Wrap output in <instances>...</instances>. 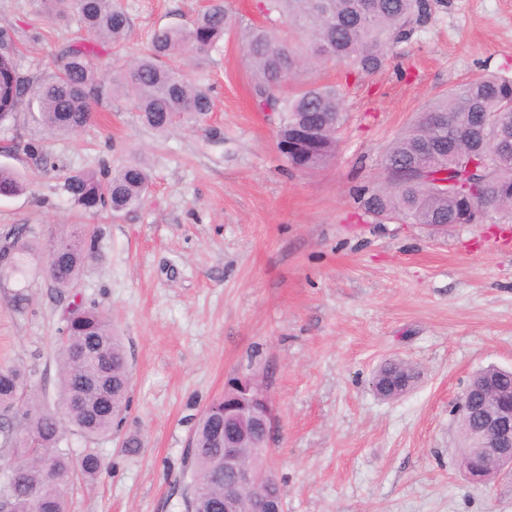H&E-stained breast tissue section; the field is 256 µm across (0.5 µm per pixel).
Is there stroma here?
<instances>
[{
	"label": "stroma",
	"instance_id": "35a3bbf8",
	"mask_svg": "<svg viewBox=\"0 0 512 512\" xmlns=\"http://www.w3.org/2000/svg\"><path fill=\"white\" fill-rule=\"evenodd\" d=\"M117 2L132 24L124 47L88 42L107 81L155 28L189 25L209 0ZM430 3L431 23L380 71L355 76L328 61L283 85L286 95L306 84L340 90L338 148L313 172L280 156L235 34L185 68L210 88L212 112L164 137L105 98L81 132L43 136L32 153L37 110L19 105L16 126L0 133V166L27 188L0 197V240L19 231L43 244L55 225L88 224L98 257L61 294L38 273L0 274V365L26 368L54 406V342L79 299L111 312L132 371L119 434L94 443L109 468L94 485H70L69 512H184L194 423L250 374L276 408L269 448L285 512H512L511 479L480 484L460 470L455 413L474 372L512 367V213L435 234L376 223L350 193L383 181L386 149L430 101L488 72L512 78V0ZM0 30L36 81L73 27L49 19L40 0H0ZM131 156L152 182L137 211L82 213L61 193L66 176ZM389 358L419 372L396 401L370 386Z\"/></svg>",
	"mask_w": 512,
	"mask_h": 512
}]
</instances>
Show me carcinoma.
<instances>
[{
	"mask_svg": "<svg viewBox=\"0 0 512 512\" xmlns=\"http://www.w3.org/2000/svg\"><path fill=\"white\" fill-rule=\"evenodd\" d=\"M51 19L74 14L89 36L114 46L131 28L128 12L112 0H42ZM266 13L288 24L275 28L250 24L240 29L252 68V93L258 108L277 116V148L288 165L309 172L335 155L343 123L341 96L335 87L313 85L286 96L284 82L309 62L339 60L361 73L381 69L395 48L427 27L426 0H266ZM235 30L226 0H212L187 27L154 30L147 50L128 69L103 85L97 55L80 43L64 47L56 69L29 84L21 79L18 60L0 61V128L18 121V106L28 99L37 107L35 122L48 135H74L92 117L91 99L104 96L132 103L141 122L165 134L183 122H201L213 109L208 89L190 82L179 61H198L219 50ZM434 143L437 155L423 150ZM473 161L476 171L458 187L432 185L444 172L456 178V162ZM382 166L385 185L351 189L364 214L400 218L410 224H479L486 214L512 210V80L485 74L464 82L428 105L388 148ZM151 183L149 171L131 158L99 173L78 172L60 187L67 199L93 213L107 209L118 216L139 209ZM26 189L24 177L0 167V196ZM52 238L69 249L36 251L23 234L4 238L0 252L23 274L38 256L50 286L74 287L95 258V236L84 224H61ZM59 390L56 407L47 409L29 389V374L13 365L0 367V499L13 512H67L65 490L74 475L96 479L108 468L92 448L77 454L61 447L66 433L87 441L112 435L129 406L131 369L118 329L96 307L73 304L64 314L56 343ZM415 368L392 358L373 372L377 396L392 400L416 384ZM496 379L512 394V373L489 365L472 380ZM184 451L188 479L185 512H221L224 506L223 444L202 414Z\"/></svg>",
	"mask_w": 512,
	"mask_h": 512,
	"instance_id": "1",
	"label": "carcinoma"
}]
</instances>
